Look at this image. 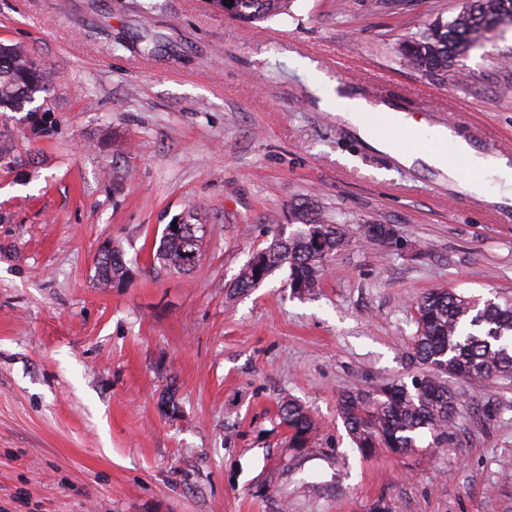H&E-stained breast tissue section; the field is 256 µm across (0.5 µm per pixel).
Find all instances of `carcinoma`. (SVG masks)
<instances>
[{"mask_svg":"<svg viewBox=\"0 0 512 512\" xmlns=\"http://www.w3.org/2000/svg\"><path fill=\"white\" fill-rule=\"evenodd\" d=\"M293 0H233L235 18L245 24L263 22L287 13ZM504 15H512V0H465L447 21L437 20L420 36L403 42L400 54L426 74L445 72L484 38V30ZM53 90L47 67L19 45L0 42V112H21L43 95L42 103L28 110L32 117L50 112ZM13 134L0 129V170L10 171L20 162ZM198 209L188 208L180 234L160 237L154 258L174 272L194 269L200 257V237L192 220ZM294 229L274 234L269 245L255 252L239 269L233 288L240 292L258 286L274 270L286 265L289 286L309 293L319 286L326 262L356 234L381 244L386 224H362L349 229L324 219L320 208H293ZM131 276L116 248L96 259L93 278L101 288L125 283ZM417 330L409 353L432 370L372 390L344 392L339 411L356 447L365 455L388 449L398 455L415 452L416 436L428 430L438 447L448 443L459 401L444 377L491 378L512 376V299L465 297L446 290L431 291L417 301ZM281 418L291 432L293 448L307 447L315 431L312 418L294 401L281 406Z\"/></svg>","mask_w":512,"mask_h":512,"instance_id":"carcinoma-1","label":"carcinoma"}]
</instances>
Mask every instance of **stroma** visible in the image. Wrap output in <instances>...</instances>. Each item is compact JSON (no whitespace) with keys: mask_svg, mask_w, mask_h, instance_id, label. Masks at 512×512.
<instances>
[{"mask_svg":"<svg viewBox=\"0 0 512 512\" xmlns=\"http://www.w3.org/2000/svg\"><path fill=\"white\" fill-rule=\"evenodd\" d=\"M462 2L295 0L248 28L207 0H0V41L49 67L56 117L49 138L5 121L21 161L0 171V512H512V378L449 379L461 409L433 454L425 434L363 455L339 415L344 391L421 372L427 292L512 297V199L401 165L328 95L375 89L512 159V27L439 76L397 51ZM304 202L403 246L351 238L310 294L285 267L234 291ZM192 204L200 260L166 271L162 230ZM106 244L132 275L102 289ZM289 400L309 447L288 445ZM281 418L291 432L292 448H306L315 431L312 418L305 409L294 401H288L281 406Z\"/></svg>","mask_w":512,"mask_h":512,"instance_id":"stroma-1","label":"stroma"}]
</instances>
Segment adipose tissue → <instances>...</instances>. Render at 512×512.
<instances>
[{
    "label": "adipose tissue",
    "mask_w": 512,
    "mask_h": 512,
    "mask_svg": "<svg viewBox=\"0 0 512 512\" xmlns=\"http://www.w3.org/2000/svg\"><path fill=\"white\" fill-rule=\"evenodd\" d=\"M336 111L358 129L360 136L380 149L391 147L393 134L404 129L415 131L419 139L429 142L427 151L401 152L400 161L405 165L420 161L448 171L451 178L470 192L480 196L489 194L497 201L512 196V164L507 159L479 151L450 129L427 128L387 104L374 103L341 90L336 93ZM452 155L462 158L463 167L449 169L448 158Z\"/></svg>",
    "instance_id": "ef3b65f1"
}]
</instances>
